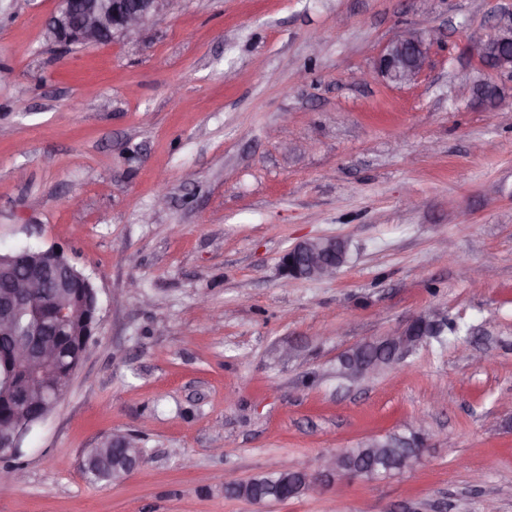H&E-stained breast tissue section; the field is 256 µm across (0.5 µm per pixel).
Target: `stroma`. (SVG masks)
Segmentation results:
<instances>
[{
  "mask_svg": "<svg viewBox=\"0 0 512 512\" xmlns=\"http://www.w3.org/2000/svg\"><path fill=\"white\" fill-rule=\"evenodd\" d=\"M505 0H168L106 44L48 33L58 0H0V250H64L100 326L0 512H512V74L471 46ZM441 30L411 84L397 31ZM336 236L331 280L283 252ZM457 322L349 382L352 346ZM428 425L413 471L283 502L238 480ZM113 434L142 460L100 487ZM427 43L416 31L400 32L383 46L378 59V74L394 85L415 81L425 64ZM121 445L123 448H112V441H103L99 446L90 448L83 459V470L92 483L112 485L121 474L129 472V466L136 458H129L125 448H133L139 456L140 448L130 436H124Z\"/></svg>",
  "mask_w": 512,
  "mask_h": 512,
  "instance_id": "1",
  "label": "stroma"
}]
</instances>
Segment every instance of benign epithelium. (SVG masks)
I'll return each mask as SVG.
<instances>
[{"mask_svg": "<svg viewBox=\"0 0 512 512\" xmlns=\"http://www.w3.org/2000/svg\"><path fill=\"white\" fill-rule=\"evenodd\" d=\"M60 7L50 23L54 38L67 45L100 44L117 36H130L149 24L162 11L168 0H59ZM508 21L495 26L490 41L478 42L472 49L480 65L492 72L512 70V58L491 55L489 47L512 43V11ZM427 55V40L416 31H403L383 46L377 65L378 74L394 85L415 81L423 70ZM347 242L337 237L308 239L294 244L280 258V268L285 280L332 279L346 261ZM11 272L5 283L6 291L0 293V322L11 324L20 311L43 306L47 317L63 320L64 311L57 309L47 292L72 294L74 307L86 314L83 325L75 326L74 335L82 343L63 352L46 339L48 326L39 318L20 332L11 333L6 348H0V364L10 369L4 391L0 392V453L10 456L24 454L23 443L32 430L41 425L48 415L40 405L37 392L51 393L62 383L70 382L82 365L88 344L98 325L96 290L81 271L57 247L45 250H14L0 253V267ZM440 312L433 311L416 317L405 329L375 340L388 349L382 359L363 357L351 360L348 373L355 377L370 378L380 368L401 363L424 340L415 332L422 325L439 326ZM414 453L405 459L397 473L413 470L426 449L427 431L423 423L413 428ZM283 477L302 479L303 489L312 491L324 482L348 484L350 482L377 481L393 476L391 472L367 474L337 465L334 454L321 458L317 466L294 463L279 469Z\"/></svg>", "mask_w": 512, "mask_h": 512, "instance_id": "obj_1", "label": "benign epithelium"}]
</instances>
